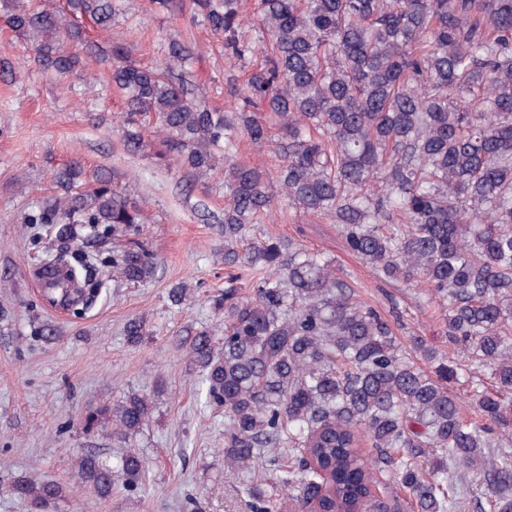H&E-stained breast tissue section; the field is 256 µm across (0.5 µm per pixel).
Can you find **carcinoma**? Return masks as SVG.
Here are the masks:
<instances>
[{
	"label": "carcinoma",
	"instance_id": "1",
	"mask_svg": "<svg viewBox=\"0 0 512 512\" xmlns=\"http://www.w3.org/2000/svg\"><path fill=\"white\" fill-rule=\"evenodd\" d=\"M224 55L249 65L218 112L175 70L192 56L173 42L137 66L112 42L107 79L126 100L129 151L161 135L162 156L203 176L224 161V265L234 268L214 306L224 334L201 331L189 355L209 400L224 409V460L243 474L251 512H270L258 469L306 503L326 487L350 512H470L469 476H483L489 512H512V0H192ZM120 0H14L4 23L32 43L30 62L65 85L99 54L80 14L112 27ZM258 30L251 37L248 22ZM248 140L276 144L277 164L237 160ZM76 164L25 224H50L60 249L39 271L58 306L96 301L103 270L80 243L107 225L112 239L140 232L132 184ZM341 227L347 247L379 276L423 284L445 334L490 372L471 382L469 419L448 383L458 379L422 339L403 348L391 325L355 296L333 261L293 239L256 243L251 225L280 202ZM158 269L141 243L112 248V279L141 283ZM259 274L253 294L237 280ZM137 393L89 411L88 429L112 421L123 437L149 420ZM372 448L367 455L361 444ZM436 456L433 468L422 458ZM81 482L112 497V467L77 457ZM128 491L143 460L121 457ZM63 489L18 480L28 512H49Z\"/></svg>",
	"mask_w": 512,
	"mask_h": 512
}]
</instances>
